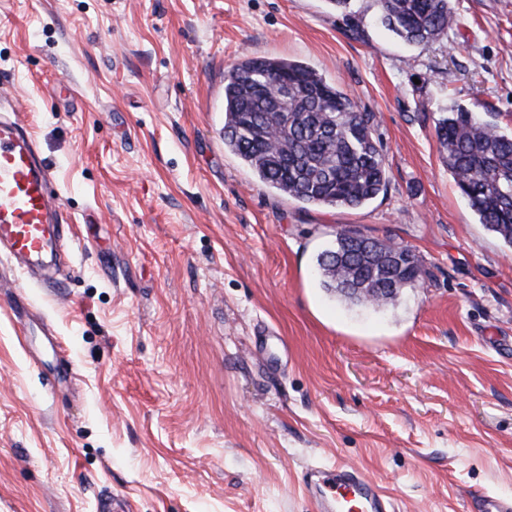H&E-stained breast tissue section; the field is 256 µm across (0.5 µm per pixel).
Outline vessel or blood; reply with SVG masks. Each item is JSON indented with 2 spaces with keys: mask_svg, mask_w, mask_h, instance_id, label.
I'll return each instance as SVG.
<instances>
[{
  "mask_svg": "<svg viewBox=\"0 0 512 512\" xmlns=\"http://www.w3.org/2000/svg\"><path fill=\"white\" fill-rule=\"evenodd\" d=\"M63 221L52 174L19 119L0 120V247L27 267L45 263ZM323 512H388L379 487L355 468L338 463L304 476Z\"/></svg>",
  "mask_w": 512,
  "mask_h": 512,
  "instance_id": "vessel-or-blood-1",
  "label": "vessel or blood"
}]
</instances>
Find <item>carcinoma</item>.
I'll return each mask as SVG.
<instances>
[{
    "label": "carcinoma",
    "mask_w": 512,
    "mask_h": 512,
    "mask_svg": "<svg viewBox=\"0 0 512 512\" xmlns=\"http://www.w3.org/2000/svg\"><path fill=\"white\" fill-rule=\"evenodd\" d=\"M379 19L403 42L426 46L459 24L451 0H379ZM375 114L288 59L253 56L224 75V147L259 178L303 204L359 208L385 189ZM448 171L479 223L512 247V131L456 105L435 123ZM323 288L356 306L382 308L380 288L402 291L426 276L418 262L391 264L336 232L317 257Z\"/></svg>",
    "instance_id": "obj_1"
}]
</instances>
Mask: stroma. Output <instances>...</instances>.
I'll use <instances>...</instances> for the list:
<instances>
[{
	"label": "stroma",
	"instance_id": "1",
	"mask_svg": "<svg viewBox=\"0 0 512 512\" xmlns=\"http://www.w3.org/2000/svg\"><path fill=\"white\" fill-rule=\"evenodd\" d=\"M427 47L376 0H0V115L52 170L64 255L0 253V512H321L342 462L395 512L512 498V248L434 136L461 104L512 130V0H451ZM309 65L376 115L387 188L309 206L224 149V75ZM349 226L427 272L372 310L317 254Z\"/></svg>",
	"mask_w": 512,
	"mask_h": 512
}]
</instances>
